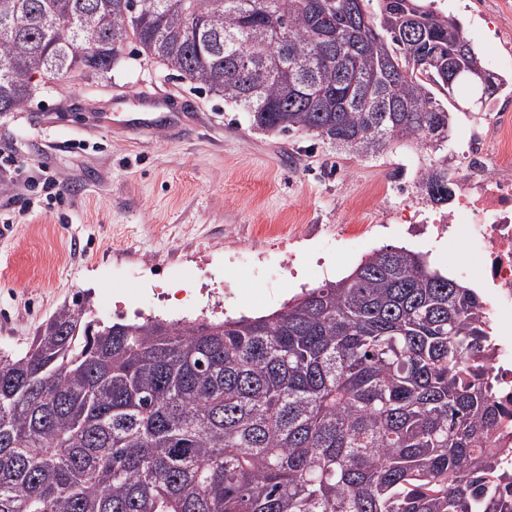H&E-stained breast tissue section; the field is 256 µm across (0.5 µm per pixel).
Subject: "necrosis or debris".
I'll list each match as a JSON object with an SVG mask.
<instances>
[{"mask_svg": "<svg viewBox=\"0 0 512 512\" xmlns=\"http://www.w3.org/2000/svg\"><path fill=\"white\" fill-rule=\"evenodd\" d=\"M452 177L455 202L438 221L466 237L478 258L472 274L484 287L491 350L474 361L503 409L492 445L512 471V145L473 134Z\"/></svg>", "mask_w": 512, "mask_h": 512, "instance_id": "4bbe7bcc", "label": "necrosis or debris"}]
</instances>
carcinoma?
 <instances>
[{
  "mask_svg": "<svg viewBox=\"0 0 512 512\" xmlns=\"http://www.w3.org/2000/svg\"><path fill=\"white\" fill-rule=\"evenodd\" d=\"M128 49L254 130L430 152L417 188L440 206L445 101L473 69L486 100L504 85L421 0H0V112ZM487 348L477 291L397 246L257 318L105 322L76 300L0 352V512H512Z\"/></svg>",
  "mask_w": 512,
  "mask_h": 512,
  "instance_id": "obj_1",
  "label": "carcinoma"
}]
</instances>
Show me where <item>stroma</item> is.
Wrapping results in <instances>:
<instances>
[{
  "instance_id": "stroma-1",
  "label": "stroma",
  "mask_w": 512,
  "mask_h": 512,
  "mask_svg": "<svg viewBox=\"0 0 512 512\" xmlns=\"http://www.w3.org/2000/svg\"><path fill=\"white\" fill-rule=\"evenodd\" d=\"M434 6L462 20L504 80L499 100H512V0ZM150 97L190 101L199 119L130 130ZM0 154L30 180L66 187L0 235V352L82 297L103 321L132 319L159 287L163 319L192 321L205 306L217 320L256 317L386 245L426 253L453 276L474 262L429 224L436 209L414 186V149L357 157L304 131L251 129L223 97L135 53L0 112Z\"/></svg>"
}]
</instances>
